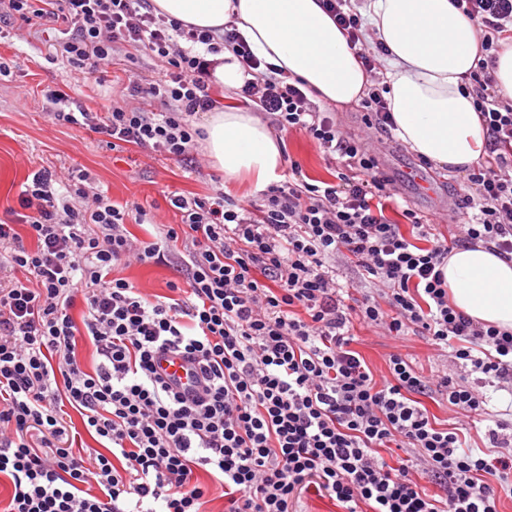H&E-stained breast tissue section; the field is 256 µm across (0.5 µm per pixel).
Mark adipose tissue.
I'll return each instance as SVG.
<instances>
[{"label":"adipose tissue","mask_w":512,"mask_h":512,"mask_svg":"<svg viewBox=\"0 0 512 512\" xmlns=\"http://www.w3.org/2000/svg\"><path fill=\"white\" fill-rule=\"evenodd\" d=\"M156 15L199 28L234 25L253 55L304 82L328 105L359 102L367 74L358 46L322 0H152ZM370 42L384 43L385 98L396 137L422 160L464 173L485 156L488 134L463 89L480 58L476 25L451 0H367ZM201 146L228 183L258 193L277 180L284 142L249 109L209 112ZM451 303L474 321L512 330V259L483 242L449 250L442 266Z\"/></svg>","instance_id":"ef3b65f1"}]
</instances>
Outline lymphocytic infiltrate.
<instances>
[{"instance_id":"f902f5d3","label":"lymphocytic infiltrate","mask_w":512,"mask_h":512,"mask_svg":"<svg viewBox=\"0 0 512 512\" xmlns=\"http://www.w3.org/2000/svg\"><path fill=\"white\" fill-rule=\"evenodd\" d=\"M480 30L481 57L469 75L487 128L492 161L469 171L455 242L478 241L512 256V104L493 91L489 66L512 33V0H453ZM51 36L52 47L88 77L115 47L149 51L163 78L128 79V104L105 112H57V120L102 136L110 149L151 148L187 159L203 132L196 116L214 101L209 55L231 50L250 69L243 98L278 128L305 132L338 164L337 183L291 178L257 199L236 202L170 193L179 226L161 238H131L138 203L114 205L90 191L84 174L59 184L41 169L22 192V223L0 221V475L12 484L5 512H205L200 473L222 484L227 512H303L306 493L341 512H499L512 497V420L488 439L499 453L463 446L433 423L420 401L431 384L412 362L391 355L374 373L354 349L360 322L391 336L416 334L452 348L456 359L491 379L512 377V331L454 309L440 270L445 241L414 237L430 226L412 208L403 233L385 214L391 196L366 144L344 135L332 112L297 85L263 68L235 28L221 35L158 16L150 0H0V21ZM384 45L362 50L370 87L361 100L367 127L394 121L378 68ZM158 101L145 112L133 99ZM344 255L379 296L349 300L336 280ZM164 260L184 271L172 299L143 293L116 266ZM83 303L82 321L71 310ZM95 350L93 369L77 355ZM183 356L199 371L185 396L159 371L160 355ZM453 411L476 416L485 396L443 375ZM75 409L110 453H74L64 417ZM402 455L387 462L380 449ZM440 489L427 493L421 478Z\"/></svg>"}]
</instances>
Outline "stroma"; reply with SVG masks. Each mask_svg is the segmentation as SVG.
<instances>
[{"label":"stroma","instance_id":"1","mask_svg":"<svg viewBox=\"0 0 512 512\" xmlns=\"http://www.w3.org/2000/svg\"><path fill=\"white\" fill-rule=\"evenodd\" d=\"M9 73L0 76V218H9L19 210L22 190L34 172L46 168L59 176L80 169L88 173L91 184L108 196L115 205L136 202L147 211L143 223H129V231L138 239L151 241L162 224H176L180 216L169 205V193L203 197L223 187L224 176L213 167L203 149H195V164L165 159L150 149L132 144L112 151L98 134L59 122L55 105L43 95L46 88L64 91L70 102L88 112H104L119 101L128 78L139 75L157 79L163 67L147 50L117 48L114 62L106 66L99 80H90L55 57L44 36L20 23L0 24V62ZM336 123L349 136L363 139L372 146L380 171L390 181L397 206L389 210L392 221H400V210L412 207L419 214L436 217V234H447L458 216L462 174L426 164L398 138L380 137L365 126L358 104L338 108ZM285 159L298 162L302 177L310 183L332 182L337 176L335 161L323 156L317 145L299 131L284 133ZM419 171L438 184L436 196H428L422 187L407 176L408 170ZM122 277L150 295H168V285L182 282L175 265L166 262H134L115 268ZM355 349L375 371L387 368L390 355L411 360L431 382L446 374L470 383L487 396L490 414L505 416L506 400L496 380L471 371L457 360L450 349L431 344L418 335L386 336L381 331L359 324L354 328ZM432 421L438 426L459 429L469 443L484 445L485 424H474L465 414L449 410L438 392L422 396Z\"/></svg>","mask_w":512,"mask_h":512}]
</instances>
